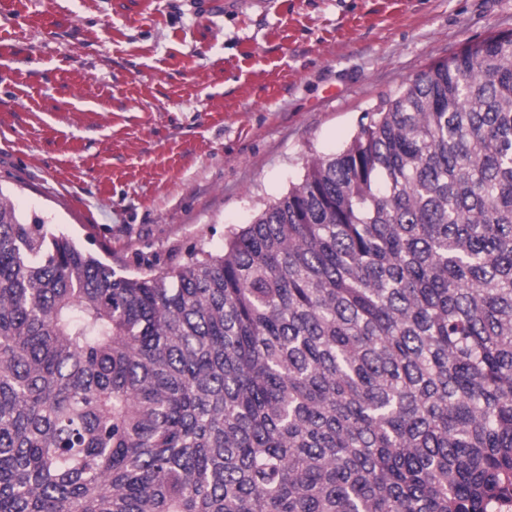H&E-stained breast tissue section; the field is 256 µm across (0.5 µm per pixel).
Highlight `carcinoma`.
<instances>
[{
	"label": "carcinoma",
	"mask_w": 512,
	"mask_h": 512,
	"mask_svg": "<svg viewBox=\"0 0 512 512\" xmlns=\"http://www.w3.org/2000/svg\"><path fill=\"white\" fill-rule=\"evenodd\" d=\"M509 497L512 35L173 267L118 272L0 190V512Z\"/></svg>",
	"instance_id": "carcinoma-1"
}]
</instances>
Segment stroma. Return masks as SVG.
Here are the masks:
<instances>
[{"label": "stroma", "instance_id": "obj_1", "mask_svg": "<svg viewBox=\"0 0 512 512\" xmlns=\"http://www.w3.org/2000/svg\"><path fill=\"white\" fill-rule=\"evenodd\" d=\"M512 0H0V190L127 273L222 250Z\"/></svg>", "mask_w": 512, "mask_h": 512}]
</instances>
